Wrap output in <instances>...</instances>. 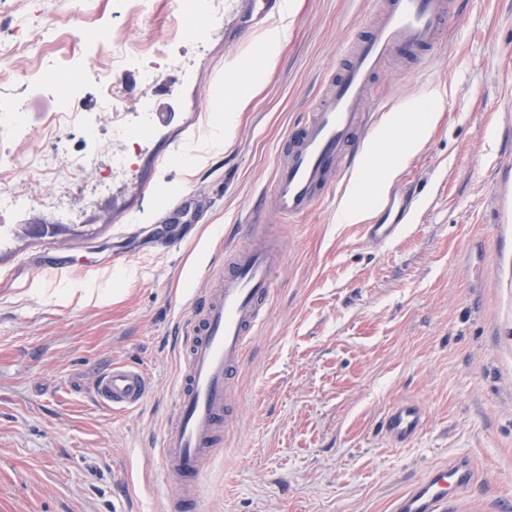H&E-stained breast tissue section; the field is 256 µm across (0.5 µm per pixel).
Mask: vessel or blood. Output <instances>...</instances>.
Here are the masks:
<instances>
[{
	"label": "vessel or blood",
	"instance_id": "obj_1",
	"mask_svg": "<svg viewBox=\"0 0 512 512\" xmlns=\"http://www.w3.org/2000/svg\"><path fill=\"white\" fill-rule=\"evenodd\" d=\"M456 15V0H379L368 36L344 49L342 65L327 80L313 112L289 129L288 157L262 187V200H270L292 222L337 188L376 125V115L364 111L363 103L374 90L381 66L400 50L428 52L442 46L448 21ZM382 208L384 221L363 227L366 238L375 243L396 237L401 228L399 198L388 196ZM261 215L257 204L245 216L250 243L225 247L223 263L206 267L212 286L202 296L192 297V315L182 325L183 365L176 402L159 441L173 512L197 502L203 463L214 455L230 421L229 400L238 371L270 311L275 273L284 252L259 240ZM148 391L141 369L119 364L101 376L96 400L123 414L141 407ZM423 421L419 404L400 402L387 413L386 431L402 444ZM474 478L470 462L462 458L431 467L395 500L393 512H457Z\"/></svg>",
	"mask_w": 512,
	"mask_h": 512
}]
</instances>
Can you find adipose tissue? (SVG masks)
<instances>
[{
  "label": "adipose tissue",
  "instance_id": "ef3b65f1",
  "mask_svg": "<svg viewBox=\"0 0 512 512\" xmlns=\"http://www.w3.org/2000/svg\"><path fill=\"white\" fill-rule=\"evenodd\" d=\"M240 72L239 62L233 60L226 64L224 75L215 80L216 92L230 93L232 105L228 112L218 111L210 115L209 149L220 151L230 146L236 132V115L248 107L260 86L258 77L244 78ZM441 100L440 90L433 88L385 116L376 133L382 147L361 157L340 207L338 223L359 224L366 220L378 198L390 188L403 163L426 143L439 117L437 108Z\"/></svg>",
  "mask_w": 512,
  "mask_h": 512
}]
</instances>
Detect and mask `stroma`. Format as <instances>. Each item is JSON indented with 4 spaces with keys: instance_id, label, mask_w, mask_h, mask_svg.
Segmentation results:
<instances>
[{
    "instance_id": "35a3bbf8",
    "label": "stroma",
    "mask_w": 512,
    "mask_h": 512,
    "mask_svg": "<svg viewBox=\"0 0 512 512\" xmlns=\"http://www.w3.org/2000/svg\"><path fill=\"white\" fill-rule=\"evenodd\" d=\"M300 2L234 142L189 177L177 156L210 133L216 74L232 59L257 65L279 13L247 31L248 0H224L223 23L201 42L186 25L200 0H149L131 16L93 0L80 17L69 0H16L0 14V43L16 41L17 26L41 29L21 62L56 74L35 86L0 54V103H22L31 130L43 132L75 78L73 111L100 115L101 128L145 95L174 117L109 184L104 148L71 186L69 220L40 207L20 216L58 225L56 236L0 246V512H169L157 444L175 402L184 297L208 287L205 267L284 160L293 121L370 20L367 0ZM463 2L435 56L397 53L376 78L398 107L443 93L427 143L391 184L411 199L399 237L376 245L361 225L337 223L342 189L295 223L264 205L286 260L230 426L203 467L200 512H391L394 497L453 457L476 474L468 512L512 505V0ZM112 24L125 46L103 37ZM173 26L168 50L181 66L140 82L127 48ZM98 64L108 82L92 75ZM185 194L195 222L163 246L176 227L155 218ZM121 363L145 372L150 394L115 416L95 390ZM404 401L425 419L399 446L383 421Z\"/></svg>"
}]
</instances>
